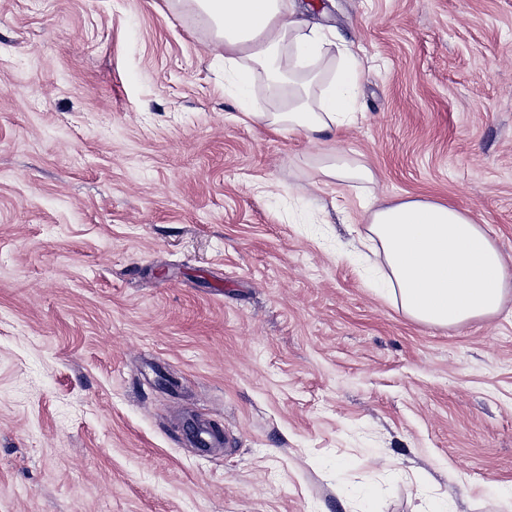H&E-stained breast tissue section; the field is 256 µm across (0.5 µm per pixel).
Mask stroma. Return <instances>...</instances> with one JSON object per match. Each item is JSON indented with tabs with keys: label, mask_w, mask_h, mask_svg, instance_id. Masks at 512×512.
<instances>
[{
	"label": "stroma",
	"mask_w": 512,
	"mask_h": 512,
	"mask_svg": "<svg viewBox=\"0 0 512 512\" xmlns=\"http://www.w3.org/2000/svg\"><path fill=\"white\" fill-rule=\"evenodd\" d=\"M298 3L374 182L245 120L182 0H0V512H512V297L429 328L346 257L406 198L512 255V0Z\"/></svg>",
	"instance_id": "35a3bbf8"
}]
</instances>
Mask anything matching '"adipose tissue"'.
Listing matches in <instances>:
<instances>
[{
	"label": "adipose tissue",
	"instance_id": "obj_1",
	"mask_svg": "<svg viewBox=\"0 0 512 512\" xmlns=\"http://www.w3.org/2000/svg\"><path fill=\"white\" fill-rule=\"evenodd\" d=\"M198 23L224 47V72L247 95L267 75L269 109L248 120L321 144L317 163L330 184L373 182L365 165L336 148L337 131L359 111L365 77L359 48L313 26L296 0H188ZM335 56L330 75L312 62ZM361 245L380 253L386 298L413 321L437 328L490 319L512 295L506 258L469 211L443 201L407 199L368 210Z\"/></svg>",
	"mask_w": 512,
	"mask_h": 512
}]
</instances>
